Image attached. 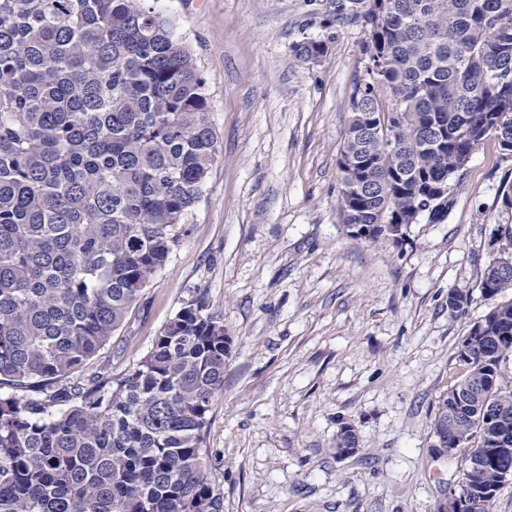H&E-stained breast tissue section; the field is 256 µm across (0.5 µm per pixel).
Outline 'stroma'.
<instances>
[{"mask_svg":"<svg viewBox=\"0 0 512 512\" xmlns=\"http://www.w3.org/2000/svg\"><path fill=\"white\" fill-rule=\"evenodd\" d=\"M331 2H155L207 82L220 153L189 235L86 371L132 367L190 290L207 291L230 340L207 439L224 512H438L462 465L432 454L436 405L493 305L485 269L512 256L498 234L512 154L491 137L439 223L350 233L339 160L368 29ZM307 40L326 55L295 60ZM453 289L470 297L458 315ZM346 422L350 456L336 449Z\"/></svg>","mask_w":512,"mask_h":512,"instance_id":"obj_1","label":"stroma"}]
</instances>
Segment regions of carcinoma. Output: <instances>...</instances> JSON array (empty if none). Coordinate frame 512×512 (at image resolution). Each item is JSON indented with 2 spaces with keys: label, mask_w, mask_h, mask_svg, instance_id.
Listing matches in <instances>:
<instances>
[{
  "label": "carcinoma",
  "mask_w": 512,
  "mask_h": 512,
  "mask_svg": "<svg viewBox=\"0 0 512 512\" xmlns=\"http://www.w3.org/2000/svg\"><path fill=\"white\" fill-rule=\"evenodd\" d=\"M335 15L370 31L342 150L363 178L343 220L375 237L393 215L418 223L410 174L451 183L489 137L512 152V0H336ZM208 112L148 0H0V512H223L206 458L229 340L205 290L126 373L82 375L189 234L220 152ZM482 289L512 294V266L490 264ZM511 356L509 301L462 341L433 427L482 449L495 493ZM358 444L341 426L336 447Z\"/></svg>",
  "instance_id": "cac0c4a2"
}]
</instances>
